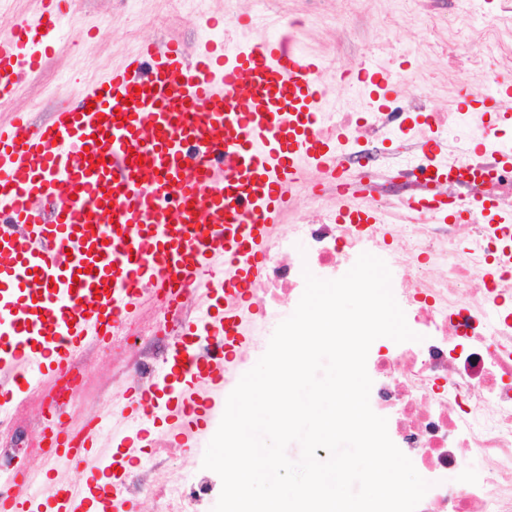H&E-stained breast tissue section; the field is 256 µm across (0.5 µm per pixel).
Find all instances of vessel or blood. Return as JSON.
Listing matches in <instances>:
<instances>
[{"label":"vessel or blood","mask_w":512,"mask_h":512,"mask_svg":"<svg viewBox=\"0 0 512 512\" xmlns=\"http://www.w3.org/2000/svg\"><path fill=\"white\" fill-rule=\"evenodd\" d=\"M70 0H41L34 25L0 40V88L19 93L41 65L33 37L57 32ZM321 60L290 39L250 44L203 39L194 57L179 42L141 45L126 65L75 96L49 123L16 115L0 126V275L21 285L0 292V405L20 370L37 360L28 387L57 384L88 343L134 316L142 282L178 295L226 300L220 320L183 328L164 374L166 402L135 394L130 454L149 436L139 425L159 409L198 422L224 388V370L249 331L243 295L264 272L262 257L304 166L336 171V148L318 129L328 110ZM70 197H63V190ZM223 337L221 356L200 363L187 346L199 329ZM55 460L84 471L99 423L68 445L52 421ZM131 512L110 485L61 482L56 512Z\"/></svg>","instance_id":"obj_1"}]
</instances>
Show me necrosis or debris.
I'll list each match as a JSON object with an SVG mask.
<instances>
[{"instance_id":"1","label":"necrosis or debris","mask_w":512,"mask_h":512,"mask_svg":"<svg viewBox=\"0 0 512 512\" xmlns=\"http://www.w3.org/2000/svg\"><path fill=\"white\" fill-rule=\"evenodd\" d=\"M390 2L368 39L371 49H390L385 36L395 18L413 14L429 31L420 57L446 60L449 79L476 74L493 89L512 82V0H467L448 19L437 12L438 0ZM320 132L335 139L337 166L360 184L352 202L372 221L341 218L343 183L323 180L333 205L300 215L267 246L265 275L246 293L253 336L266 335L268 312L303 286L306 262L332 275L364 252L383 259L395 299L422 337L397 354L377 355L373 389L378 405L400 408L394 435L429 477L417 512H512V140L463 106L435 108L423 87L380 107L326 113ZM292 236L307 240V257L289 253ZM148 296L162 322L125 321L108 345L122 382L155 380L180 326L194 318L177 300L153 290ZM22 406L18 400L0 410V459L7 461L0 500L19 475L37 477L30 461L50 456L48 441L26 438ZM465 451L487 463L485 476L462 464ZM165 453L156 447L138 461L121 494H148L160 512H197L212 481L189 487L154 479ZM451 468L458 480L449 486L439 477Z\"/></svg>"}]
</instances>
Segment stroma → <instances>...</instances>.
<instances>
[{"label":"stroma","instance_id":"obj_1","mask_svg":"<svg viewBox=\"0 0 512 512\" xmlns=\"http://www.w3.org/2000/svg\"><path fill=\"white\" fill-rule=\"evenodd\" d=\"M387 7L386 0H358L353 15L346 18L336 0H276L269 12L259 0H204L196 14L172 10L168 0H75L66 20V37L52 40L49 57L25 90L0 103V125H8L16 110L30 113L34 123L49 122L61 93L102 78L142 42L175 38L186 54H193L207 33L205 18L209 15L223 17L230 40L251 43L280 34L279 29L257 24L259 15L267 13L284 21L301 19V28L292 33L296 46L303 53L337 63V71L324 72L322 79L336 83L337 96L352 108L360 97L350 84L340 82L339 73L363 58L368 36ZM123 392V386L112 382L111 355L90 357L85 386L70 405V428L80 429L91 420L104 421L107 428L99 446L104 453H112L130 429L121 413L127 405ZM185 431L187 455H173L162 474L190 481L203 471V456L215 430L191 424Z\"/></svg>","mask_w":512,"mask_h":512}]
</instances>
